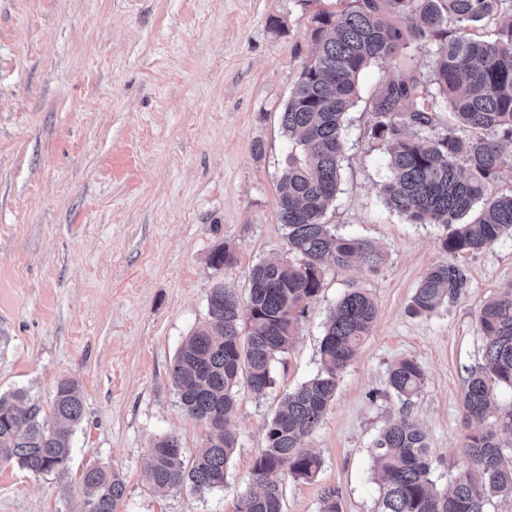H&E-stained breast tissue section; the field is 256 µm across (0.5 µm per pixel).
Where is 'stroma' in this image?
<instances>
[{"label": "stroma", "mask_w": 512, "mask_h": 512, "mask_svg": "<svg viewBox=\"0 0 512 512\" xmlns=\"http://www.w3.org/2000/svg\"><path fill=\"white\" fill-rule=\"evenodd\" d=\"M336 0H0V393L50 405L75 381L84 412L67 473L36 476L0 463V512H83L85 468L120 472L121 512H237L283 396L320 370L331 309L349 286L377 316L305 448L322 467L285 478L284 512H320L327 491L341 512H378L372 444L393 418L422 429L434 479L462 465L464 381L482 361L478 314L512 289V235L455 262L462 294L436 312L408 306L423 275L444 261L439 224H415L382 194L386 151L369 134L372 98L394 71L359 76L344 123L340 191L326 220L367 239L375 270L326 265L324 287L274 365L263 395L240 388L237 447L223 487L164 493L144 479L156 439L187 453L209 433L181 407L171 365L207 319L221 284L247 294L250 269L288 253L278 183L288 140L281 112L311 56V18ZM220 244L233 266L208 263ZM420 364L424 389L403 403L390 366Z\"/></svg>", "instance_id": "35a3bbf8"}]
</instances>
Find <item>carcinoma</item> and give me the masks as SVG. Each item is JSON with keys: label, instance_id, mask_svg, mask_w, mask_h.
I'll return each instance as SVG.
<instances>
[{"label": "carcinoma", "instance_id": "1", "mask_svg": "<svg viewBox=\"0 0 512 512\" xmlns=\"http://www.w3.org/2000/svg\"><path fill=\"white\" fill-rule=\"evenodd\" d=\"M335 12L312 17V56L281 112L291 152L279 182L278 219L286 227L288 256L261 262L249 272L242 299L217 285L207 296L208 318L178 348L171 376L181 407L213 434L185 455L174 436L149 449L145 479L158 490L189 485L224 486L237 443L228 428L239 387L263 394L274 385V363L288 352L309 303L324 287V265L375 268L381 252L368 240L338 235L325 221L341 181L346 114L359 97L358 79L378 61L399 52L437 46L433 82L454 123L434 138L436 96L413 70L396 67L372 100L370 135L386 150L387 205L417 224L454 226L441 242L445 253L478 252L512 231V193L491 196L490 184L512 175V12L503 0H342ZM494 20L497 38L474 37L472 27ZM216 269L232 266L234 252L217 246ZM467 284L451 262L432 266L411 298L413 315L429 314L460 296ZM376 318V305L350 288L330 312L320 346L321 370L289 392L266 424V447L251 472V488L237 512H283L284 475L312 479L318 456L303 448L335 397L339 374L355 359ZM478 322L483 363L466 379L462 413L468 431L463 465L452 486L438 489L425 434L406 417L387 424L374 442L373 472L380 512H486L493 498L512 499V409L495 404L501 386L512 387V290L487 301ZM421 366L395 362L387 388L404 402L425 385ZM83 415L77 384L56 388L50 413L22 391L0 394V462H16L34 475L62 474L72 434ZM85 512H118L125 494L120 473L99 466L83 475Z\"/></svg>", "mask_w": 512, "mask_h": 512}]
</instances>
